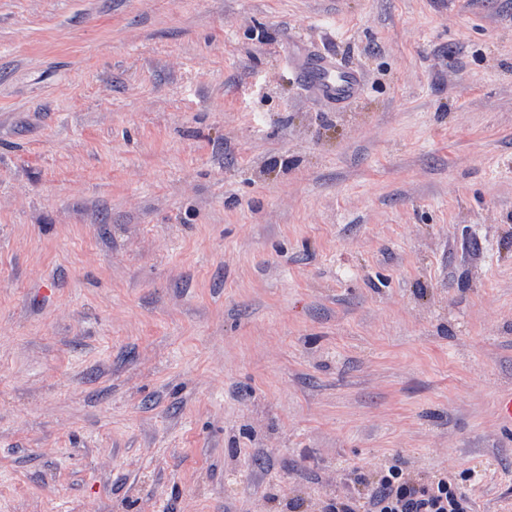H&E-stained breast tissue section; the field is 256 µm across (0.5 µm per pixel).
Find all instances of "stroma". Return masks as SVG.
I'll return each mask as SVG.
<instances>
[{
  "mask_svg": "<svg viewBox=\"0 0 512 512\" xmlns=\"http://www.w3.org/2000/svg\"><path fill=\"white\" fill-rule=\"evenodd\" d=\"M509 390L512 0H0V512H512ZM307 79L316 96L330 104H345L362 93L363 80L357 72L339 69L336 62L315 50L308 55ZM360 499V495L336 497L326 504L324 512L473 511L468 497L448 473L418 481L398 464L385 466L365 501L360 502Z\"/></svg>",
  "mask_w": 512,
  "mask_h": 512,
  "instance_id": "obj_1",
  "label": "stroma"
}]
</instances>
